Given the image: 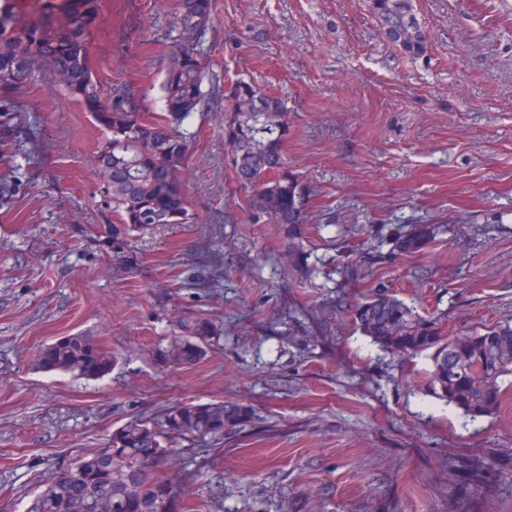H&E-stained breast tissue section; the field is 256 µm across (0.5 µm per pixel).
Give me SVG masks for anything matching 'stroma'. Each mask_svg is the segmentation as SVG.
Returning <instances> with one entry per match:
<instances>
[{
	"label": "stroma",
	"mask_w": 512,
	"mask_h": 512,
	"mask_svg": "<svg viewBox=\"0 0 512 512\" xmlns=\"http://www.w3.org/2000/svg\"><path fill=\"white\" fill-rule=\"evenodd\" d=\"M176 6L104 0L91 39L100 86H139L157 117ZM414 6L427 44L411 57L371 0H213L193 221L137 236L133 276L98 237L115 221L93 165L102 130L47 73L0 87L39 123L25 153L0 156V502L28 512L70 455L142 413L224 400L254 422L201 469L197 498L218 512H512V388L466 417L427 392L425 356L399 362L346 310L384 286L452 336L512 319V0ZM240 79L288 108L285 153L310 193L299 273L234 191L221 115ZM413 224L432 238L400 253ZM184 313L221 334L203 362L160 370L149 347ZM73 333L107 343L110 374L37 370Z\"/></svg>",
	"instance_id": "obj_1"
}]
</instances>
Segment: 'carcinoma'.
Returning <instances> with one entry per match:
<instances>
[{
	"instance_id": "obj_1",
	"label": "carcinoma",
	"mask_w": 512,
	"mask_h": 512,
	"mask_svg": "<svg viewBox=\"0 0 512 512\" xmlns=\"http://www.w3.org/2000/svg\"><path fill=\"white\" fill-rule=\"evenodd\" d=\"M100 0H43L42 16L27 19L16 0H0V86L21 87L47 69L90 113L106 136L94 159L105 184L106 205L118 223L100 225L112 243L114 260L130 273L141 254L135 234L159 225L188 222L184 167L190 140L184 126L204 101L200 37L212 16L211 0H178L177 33L161 82L166 113L158 121L144 110L143 93L119 83L102 92L88 57ZM380 34L404 54L423 52L427 35L413 0H372ZM224 140L231 151L236 187L246 197L254 222L278 224L282 260L293 270L305 261L302 226L306 188L290 170L283 143L288 132L285 103L240 80L224 90ZM0 99V147L15 148L31 121ZM425 224L397 237L403 253L424 249ZM350 314L380 348L406 359L429 352V392L473 418L489 416L502 400L501 384L512 377V324L498 323L472 336H449L443 318L421 315L387 288L371 289ZM175 336L156 341L152 357L161 368H190L209 353L218 327L210 314L182 315ZM114 356L95 336H63L43 348L44 372L86 380L104 377ZM249 406L181 403L143 415L112 431L102 448L86 449L62 466L34 499L28 512H200L193 498L194 473L173 464V444L215 441L224 431L244 427Z\"/></svg>"
}]
</instances>
